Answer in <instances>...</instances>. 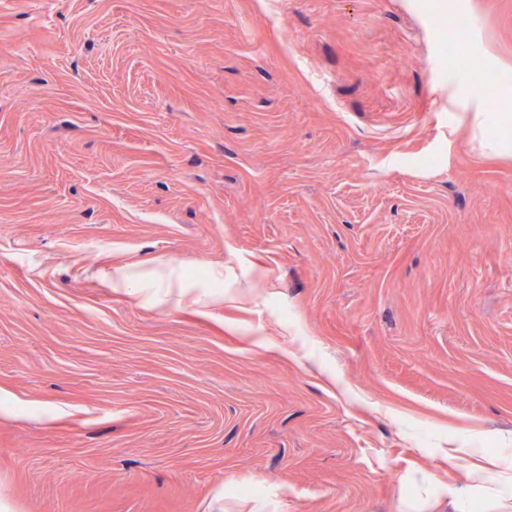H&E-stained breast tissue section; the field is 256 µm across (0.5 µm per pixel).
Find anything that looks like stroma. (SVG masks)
Instances as JSON below:
<instances>
[{"mask_svg":"<svg viewBox=\"0 0 512 512\" xmlns=\"http://www.w3.org/2000/svg\"><path fill=\"white\" fill-rule=\"evenodd\" d=\"M504 112L512 0H0V499L432 512L512 453Z\"/></svg>","mask_w":512,"mask_h":512,"instance_id":"35a3bbf8","label":"stroma"}]
</instances>
